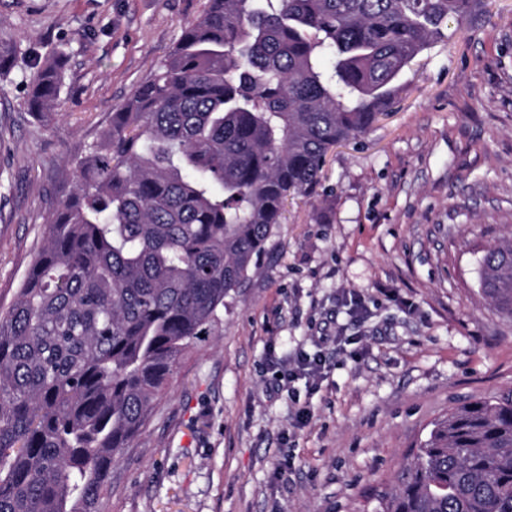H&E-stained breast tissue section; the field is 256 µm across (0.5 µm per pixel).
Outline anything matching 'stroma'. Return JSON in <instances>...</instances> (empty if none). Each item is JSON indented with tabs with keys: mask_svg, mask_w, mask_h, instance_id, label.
<instances>
[{
	"mask_svg": "<svg viewBox=\"0 0 512 512\" xmlns=\"http://www.w3.org/2000/svg\"><path fill=\"white\" fill-rule=\"evenodd\" d=\"M203 7L0 0V33L31 59L0 79V308L77 161ZM59 54L63 108L33 116V61ZM399 83L315 196L288 199L257 270L114 463L102 512H371L432 422L512 391V318L477 275L483 249L512 238V0H473ZM302 352L322 377L278 390Z\"/></svg>",
	"mask_w": 512,
	"mask_h": 512,
	"instance_id": "1",
	"label": "stroma"
}]
</instances>
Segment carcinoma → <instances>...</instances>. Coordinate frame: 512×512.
<instances>
[{
	"instance_id": "carcinoma-1",
	"label": "carcinoma",
	"mask_w": 512,
	"mask_h": 512,
	"mask_svg": "<svg viewBox=\"0 0 512 512\" xmlns=\"http://www.w3.org/2000/svg\"><path fill=\"white\" fill-rule=\"evenodd\" d=\"M471 0H206L77 162L0 311V512H99L112 464L265 251L290 194L389 111ZM22 59L0 37V76ZM65 59L27 104L57 109ZM480 286L512 317V239ZM374 512H512V392L434 423Z\"/></svg>"
}]
</instances>
